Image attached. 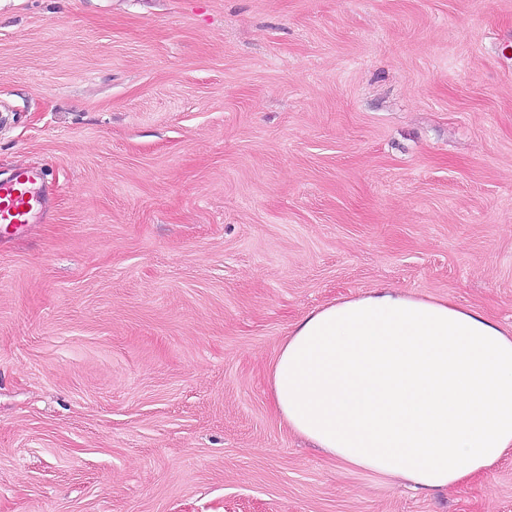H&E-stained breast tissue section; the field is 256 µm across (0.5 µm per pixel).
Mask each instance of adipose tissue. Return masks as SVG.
Wrapping results in <instances>:
<instances>
[{
  "label": "adipose tissue",
  "mask_w": 512,
  "mask_h": 512,
  "mask_svg": "<svg viewBox=\"0 0 512 512\" xmlns=\"http://www.w3.org/2000/svg\"><path fill=\"white\" fill-rule=\"evenodd\" d=\"M286 425L347 469L428 491L512 447V330L380 288L305 315L270 372Z\"/></svg>",
  "instance_id": "obj_1"
}]
</instances>
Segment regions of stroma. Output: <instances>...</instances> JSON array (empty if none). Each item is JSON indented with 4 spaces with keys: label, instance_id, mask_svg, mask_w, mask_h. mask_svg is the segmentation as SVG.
<instances>
[{
    "label": "stroma",
    "instance_id": "1",
    "mask_svg": "<svg viewBox=\"0 0 512 512\" xmlns=\"http://www.w3.org/2000/svg\"><path fill=\"white\" fill-rule=\"evenodd\" d=\"M0 512H512L288 429L291 326L390 285L512 329V0H0ZM43 181L41 172L21 169L12 181L0 182V224H29L30 215L39 202L32 192V186L43 184Z\"/></svg>",
    "mask_w": 512,
    "mask_h": 512
}]
</instances>
